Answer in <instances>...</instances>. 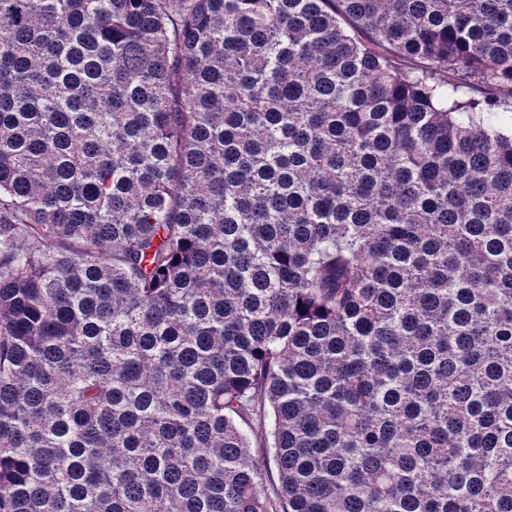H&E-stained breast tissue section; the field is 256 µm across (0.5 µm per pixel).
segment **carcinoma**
I'll use <instances>...</instances> for the list:
<instances>
[{
	"instance_id": "carcinoma-1",
	"label": "carcinoma",
	"mask_w": 512,
	"mask_h": 512,
	"mask_svg": "<svg viewBox=\"0 0 512 512\" xmlns=\"http://www.w3.org/2000/svg\"><path fill=\"white\" fill-rule=\"evenodd\" d=\"M511 116L512 0H0V512H512Z\"/></svg>"
}]
</instances>
